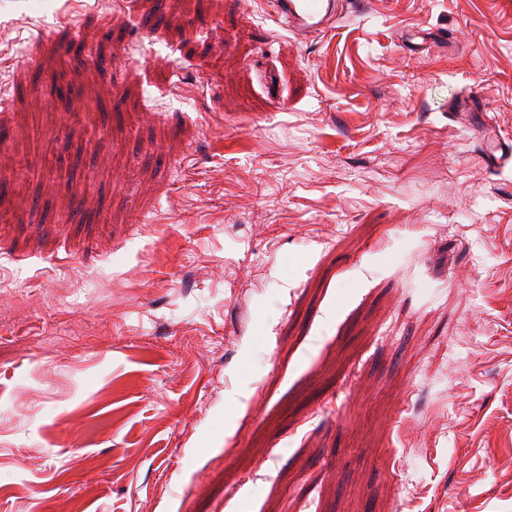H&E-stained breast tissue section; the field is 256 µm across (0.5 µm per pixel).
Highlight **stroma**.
<instances>
[{
	"label": "stroma",
	"instance_id": "35a3bbf8",
	"mask_svg": "<svg viewBox=\"0 0 512 512\" xmlns=\"http://www.w3.org/2000/svg\"><path fill=\"white\" fill-rule=\"evenodd\" d=\"M0 87V512H512L504 0H0ZM277 19L291 20L295 32L308 36L331 27L336 16L334 0H273ZM485 142V162L490 172H496L512 159V139L510 137H497L495 140ZM491 144L493 146L491 147Z\"/></svg>",
	"mask_w": 512,
	"mask_h": 512
}]
</instances>
